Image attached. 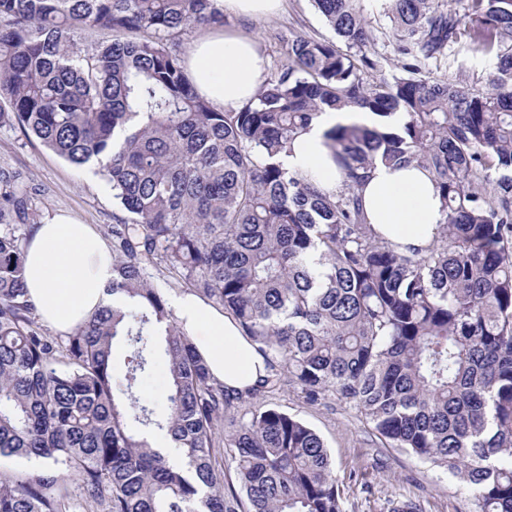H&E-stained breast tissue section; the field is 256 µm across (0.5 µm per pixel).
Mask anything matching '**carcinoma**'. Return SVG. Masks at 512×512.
Returning <instances> with one entry per match:
<instances>
[{"label":"carcinoma","instance_id":"cac0c4a2","mask_svg":"<svg viewBox=\"0 0 512 512\" xmlns=\"http://www.w3.org/2000/svg\"><path fill=\"white\" fill-rule=\"evenodd\" d=\"M312 2L336 41L280 36L287 63L226 112L174 49L224 25L217 0H0V123L96 164L117 206L112 303L63 341L0 232V457L40 464L0 475V512H343L320 435L259 406L285 387L355 409L464 484L475 512H512V0H381L403 75L373 82L361 0ZM87 30L102 34L90 48ZM461 43L496 58L480 87L429 76ZM327 107L381 119L327 131L337 193L279 162ZM378 161L432 173L444 221L427 249L398 253L367 224L357 188ZM0 199V223L28 218L15 192ZM153 270L237 321L267 363L256 388L211 378ZM157 356L162 413L137 395Z\"/></svg>","mask_w":512,"mask_h":512}]
</instances>
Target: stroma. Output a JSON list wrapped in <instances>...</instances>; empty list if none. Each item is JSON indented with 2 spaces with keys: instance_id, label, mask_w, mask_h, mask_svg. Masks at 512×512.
Returning a JSON list of instances; mask_svg holds the SVG:
<instances>
[{
  "instance_id": "35a3bbf8",
  "label": "stroma",
  "mask_w": 512,
  "mask_h": 512,
  "mask_svg": "<svg viewBox=\"0 0 512 512\" xmlns=\"http://www.w3.org/2000/svg\"><path fill=\"white\" fill-rule=\"evenodd\" d=\"M363 4L373 26L365 51L381 62L379 74H367L366 79L371 82L379 75L398 74V55L388 18L376 14L374 0H363ZM224 28L256 37L272 70L287 62L278 32L297 33L320 41L334 38L310 0H285L280 13L258 19L229 16ZM494 62V56L455 46L447 50L434 75L463 79L476 86L492 71ZM12 184L32 192L28 222L13 227L18 241H25L30 225L44 223L61 211L77 216L93 225L104 239H111L116 204L101 175L91 167L72 165L34 136L25 135L18 125L2 123L0 192ZM267 402L301 419L323 438L335 466L344 512H386L388 500L398 497L419 500L422 512H474L469 492L448 472L386 447L355 410L333 401L308 404L293 388L276 392Z\"/></svg>"
}]
</instances>
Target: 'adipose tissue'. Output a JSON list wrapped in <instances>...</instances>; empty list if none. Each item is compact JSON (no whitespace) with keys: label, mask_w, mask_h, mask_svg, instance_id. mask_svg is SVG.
<instances>
[{"label":"adipose tissue","mask_w":512,"mask_h":512,"mask_svg":"<svg viewBox=\"0 0 512 512\" xmlns=\"http://www.w3.org/2000/svg\"><path fill=\"white\" fill-rule=\"evenodd\" d=\"M266 60L247 35L213 30L198 37L185 57V74L216 109L235 110L251 99L264 76ZM375 115L359 109H329L296 138L280 161L289 172L327 191H340L342 173L325 133L338 125L373 127ZM368 223L396 252L424 248L443 221L440 194L430 173L418 166L377 163L359 187ZM25 284L42 320L69 333L108 301L112 251L89 224L58 214L34 225L25 248ZM179 326L227 388L247 391L267 376L263 357L237 323L192 294L172 303Z\"/></svg>","instance_id":"ef3b65f1"}]
</instances>
